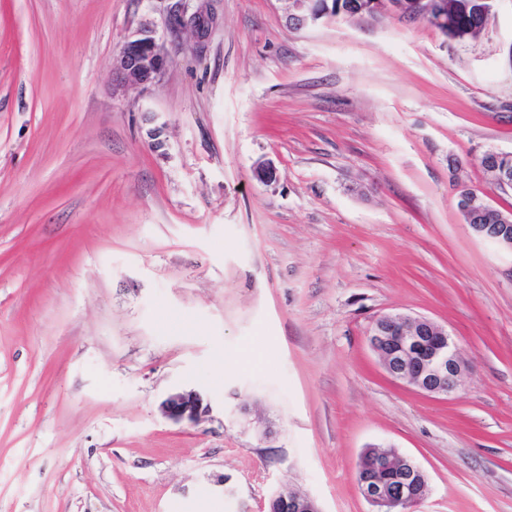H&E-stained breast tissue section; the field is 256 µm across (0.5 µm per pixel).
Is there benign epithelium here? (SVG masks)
Segmentation results:
<instances>
[{
    "mask_svg": "<svg viewBox=\"0 0 512 512\" xmlns=\"http://www.w3.org/2000/svg\"><path fill=\"white\" fill-rule=\"evenodd\" d=\"M405 0H370L367 9L397 21L424 20L443 35H448L445 0H412L415 11L405 13ZM289 26L303 30L332 18L331 9L321 0H294ZM168 64L164 48L150 26L138 29L123 45L114 64L120 82L127 87L156 83L163 77ZM457 203L466 213L484 200L463 186ZM472 233L497 247L512 253V214L501 213L494 224H471ZM371 349L378 354L385 372L395 381L405 382L431 396H448L458 385L464 364L458 349L441 324L425 318L383 314L373 321L367 336ZM160 412L175 421L198 422L210 413L209 405L195 390L169 394L159 406ZM357 488L375 512H414L429 494L425 473L410 458L396 450L381 452L368 459L360 457L356 474ZM274 502L288 504V512H321L316 502L306 495H291L289 489L277 490Z\"/></svg>",
    "mask_w": 512,
    "mask_h": 512,
    "instance_id": "benign-epithelium-1",
    "label": "benign epithelium"
}]
</instances>
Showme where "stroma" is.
Listing matches in <instances>:
<instances>
[{
    "instance_id": "35a3bbf8",
    "label": "stroma",
    "mask_w": 512,
    "mask_h": 512,
    "mask_svg": "<svg viewBox=\"0 0 512 512\" xmlns=\"http://www.w3.org/2000/svg\"><path fill=\"white\" fill-rule=\"evenodd\" d=\"M144 24L169 64L126 88ZM489 149L512 153V0L464 44L295 31L286 0H0V512H268L284 485L372 512V444L426 473L417 512H512V255L457 208L464 185L512 213ZM385 313L448 329L451 396L387 377ZM190 389L208 416L160 413Z\"/></svg>"
}]
</instances>
